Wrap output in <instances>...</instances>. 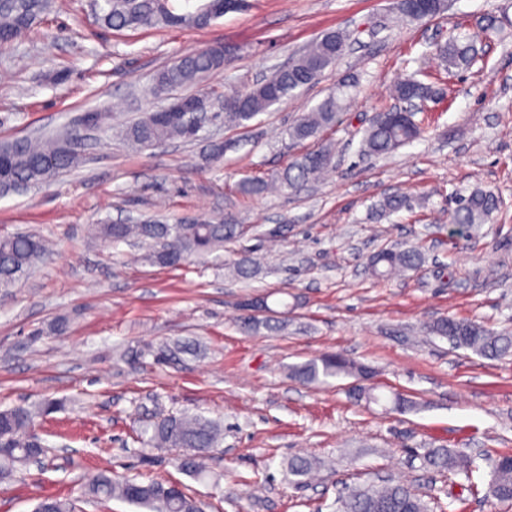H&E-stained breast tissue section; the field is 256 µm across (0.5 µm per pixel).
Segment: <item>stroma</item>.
Masks as SVG:
<instances>
[{
	"label": "stroma",
	"mask_w": 512,
	"mask_h": 512,
	"mask_svg": "<svg viewBox=\"0 0 512 512\" xmlns=\"http://www.w3.org/2000/svg\"><path fill=\"white\" fill-rule=\"evenodd\" d=\"M395 2L246 0L202 29L116 31L96 23L92 0H62L31 34L0 45V141L107 113L82 142L77 167L0 195V236L27 230L53 244L28 277L0 290V410L64 402L36 419L50 452L0 481V512H32L45 496L75 501L76 512H139L117 499L82 501V484L101 469L179 480L205 512H333L342 487L384 476L439 497L447 512H495L479 496L457 502L458 480L422 456L439 447L477 459L512 454V356L479 357L426 327L448 317L512 333V27L471 68L448 72L436 42L453 25L476 27L504 0H453L443 17L420 22L398 21ZM336 27L352 34L345 55L248 127H226L219 115L194 139L145 150L119 137L165 106L150 89L177 58L231 46L232 64L201 87L245 92ZM412 74L440 90L419 115L424 136L388 157L360 156L363 129ZM343 80L356 82L357 95L336 126L292 141L298 115ZM213 141L229 145L217 161ZM321 145L336 152L325 179L260 196L238 191L241 180L272 178ZM476 189L502 206L472 236L454 234L455 199ZM396 193L417 205L369 219L371 204ZM155 213L232 216L244 233L228 253L263 250L261 272L242 281L218 263L152 265L88 232ZM279 227L284 240L264 251L261 232ZM390 245L418 246L424 264L375 280L368 259ZM261 299L267 306L256 318L280 322V331L241 329L244 304ZM331 353L370 367L380 394H401L416 408L353 402L348 377L292 378L293 367ZM155 413L223 420L204 478L178 469L179 449L134 442ZM296 455L319 461L315 482L289 480Z\"/></svg>",
	"instance_id": "obj_1"
}]
</instances>
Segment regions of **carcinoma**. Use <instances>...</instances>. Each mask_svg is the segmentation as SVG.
I'll use <instances>...</instances> for the list:
<instances>
[{"instance_id": "obj_1", "label": "carcinoma", "mask_w": 512, "mask_h": 512, "mask_svg": "<svg viewBox=\"0 0 512 512\" xmlns=\"http://www.w3.org/2000/svg\"><path fill=\"white\" fill-rule=\"evenodd\" d=\"M243 0H99L94 6L97 22L122 30L140 27L187 25L206 28L224 12L235 9ZM426 10L413 5V0H397L400 17L410 21L430 20L448 11V0H428ZM53 0H0V44L15 42L50 11ZM508 17L505 14L487 15L480 21L481 35H451L437 48V55L446 70L469 67L477 58V43L498 33ZM351 42V33L336 29L324 33L288 66L273 70L247 93L224 94V124L244 127L256 116L270 111L276 105L288 102L297 91L320 80L325 70L333 66L345 53ZM231 63L221 46H211L184 55L160 69L153 80L152 93L161 96L170 90L202 81L211 72ZM350 83H339L332 92L301 114L289 127L288 135L295 141L315 139L324 130L336 125L339 114L345 111L353 98ZM395 97L403 102H425L437 96V89L413 78L400 81L394 89ZM188 110L175 119L148 112L120 131L121 138L131 147L147 149L171 139L190 140L195 136L196 115L205 110L208 96L193 94L182 98ZM422 122L416 113L403 108H389L376 113L364 131L359 152L362 155L386 156L424 134ZM78 129H70L55 136L31 139L16 138L0 143V192L8 193L16 186L36 181L43 184L63 171L74 167L77 156L74 142L80 138ZM332 152L320 147L293 161L274 181L261 178L244 179L238 190L244 195H262L277 184L283 189H295L320 178L332 167ZM502 200L490 191L473 190L460 196V201L449 217L455 231L466 234L471 227L482 224L498 211ZM412 207L406 195H391L378 204L384 215ZM95 237L104 243L117 245L135 240L145 246L143 260L152 265L175 267L188 260L208 262L223 258L224 245L240 237V225L226 217L222 222L201 219L190 223L168 224L153 219L136 224H98ZM45 240L34 234H16L0 237V288H10L30 274L47 255ZM422 262L415 248H383L368 261L372 275L389 279L398 271H415ZM239 278L251 279L260 272V263L254 253L246 250L228 264ZM269 331L281 329L269 320L260 322L252 315L241 319V328L253 332L260 327ZM428 332L445 338L456 348L472 351L490 359L512 354V336L494 332L471 321L441 318L428 326ZM293 378L303 384L326 383L341 376L366 379L370 368L339 355H325L292 369ZM355 401L378 404L381 396L375 387L358 384L350 390ZM61 406L58 400H45L38 409L14 406L0 410V479H10L33 458H40L47 447L33 432L38 416H48ZM223 426L200 415L180 414L156 417L144 424L137 434L138 442L155 448H182L193 451L179 458L180 470L199 477L204 468L200 454L218 447L223 439ZM423 463L438 471L463 473L471 477L479 470L475 458L449 448H431L423 456ZM489 469L485 497L501 504H512V454L486 459ZM316 470V462L308 457L295 456L288 461L287 472L293 477L309 478ZM89 499L105 503L113 498L146 510V512H203L198 501L179 482H138L134 479L116 480L108 470L93 475L85 490ZM335 512H433L430 502L412 487L393 479L365 486L349 487L339 493L334 503ZM33 512H75V505L67 499L48 497L40 500Z\"/></svg>"}]
</instances>
